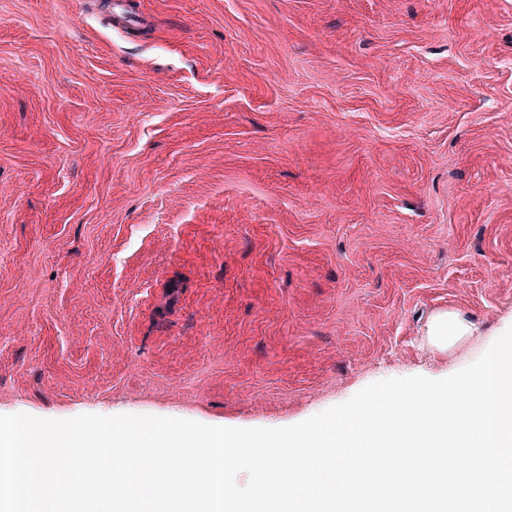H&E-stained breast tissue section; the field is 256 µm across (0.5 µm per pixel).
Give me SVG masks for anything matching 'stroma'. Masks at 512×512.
<instances>
[{
    "label": "stroma",
    "mask_w": 512,
    "mask_h": 512,
    "mask_svg": "<svg viewBox=\"0 0 512 512\" xmlns=\"http://www.w3.org/2000/svg\"><path fill=\"white\" fill-rule=\"evenodd\" d=\"M108 2L0 0V414L290 426L512 326V0ZM475 331V325L466 313L449 310L433 315L424 335L429 345L444 350L474 336Z\"/></svg>",
    "instance_id": "obj_1"
}]
</instances>
